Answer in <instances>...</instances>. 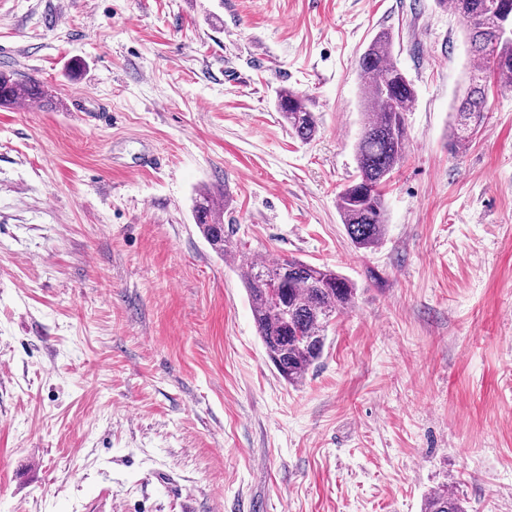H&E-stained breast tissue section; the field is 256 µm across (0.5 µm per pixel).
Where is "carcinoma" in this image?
<instances>
[{
  "label": "carcinoma",
  "mask_w": 512,
  "mask_h": 512,
  "mask_svg": "<svg viewBox=\"0 0 512 512\" xmlns=\"http://www.w3.org/2000/svg\"><path fill=\"white\" fill-rule=\"evenodd\" d=\"M437 2L449 4L462 19L473 61L450 124L452 145L462 149L472 141V128L480 127L489 112L488 76H493L500 88L512 89V42L500 40L490 21L499 5L512 14V0ZM392 48V35L381 31L358 60L365 95L362 131L354 147L356 177L336 199L342 224L358 250H373L384 239L387 207L383 187L404 158L408 141L404 114L415 101L411 82L392 59ZM277 98L279 112L292 134L303 142L312 139L317 120L307 99L287 88L280 89ZM21 100L49 105L39 82L18 80L1 71L0 106ZM194 219L212 250L222 257L228 255L229 231L211 197L196 199ZM236 266L268 360L289 385L302 384L324 354L333 321L354 307L356 288L335 270L297 258L264 263L241 255ZM423 512H467V505L443 485L425 498Z\"/></svg>",
  "instance_id": "carcinoma-1"
}]
</instances>
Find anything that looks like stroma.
I'll return each mask as SVG.
<instances>
[{"mask_svg": "<svg viewBox=\"0 0 512 512\" xmlns=\"http://www.w3.org/2000/svg\"><path fill=\"white\" fill-rule=\"evenodd\" d=\"M382 30L416 100L364 251L336 196ZM469 65L435 0H0V70L56 103L0 107V512H512V91L452 152ZM202 191L232 252L356 288L302 385ZM277 98L279 112L292 134L303 142L312 139L316 133L317 120L314 112L308 108L307 99L287 88L280 89ZM194 219L197 227L212 250L225 258L230 252L229 230L221 222V213L214 207V200L208 195H200L194 205ZM466 501L458 497L448 486L434 490L424 500L423 512H466Z\"/></svg>", "mask_w": 512, "mask_h": 512, "instance_id": "stroma-1", "label": "stroma"}]
</instances>
